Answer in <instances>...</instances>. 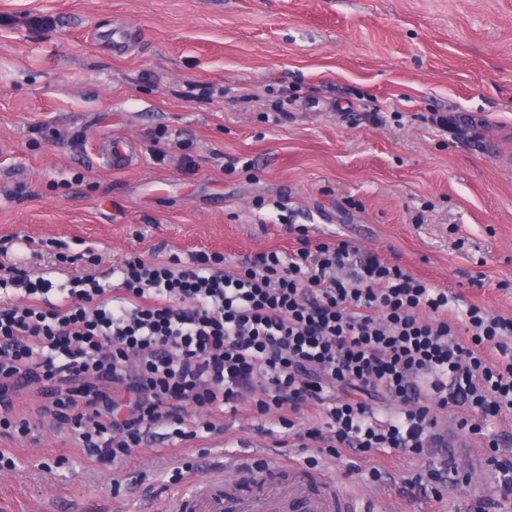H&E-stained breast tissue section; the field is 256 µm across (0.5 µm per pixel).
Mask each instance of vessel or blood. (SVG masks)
I'll return each instance as SVG.
<instances>
[{"mask_svg":"<svg viewBox=\"0 0 512 512\" xmlns=\"http://www.w3.org/2000/svg\"><path fill=\"white\" fill-rule=\"evenodd\" d=\"M287 473V480L266 478L229 495L222 481L202 479L188 494L174 499L169 512H279L286 498L302 512H378L374 500L330 488L308 466L293 464Z\"/></svg>","mask_w":512,"mask_h":512,"instance_id":"vessel-or-blood-1","label":"vessel or blood"}]
</instances>
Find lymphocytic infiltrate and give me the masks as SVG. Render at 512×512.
<instances>
[{"mask_svg": "<svg viewBox=\"0 0 512 512\" xmlns=\"http://www.w3.org/2000/svg\"><path fill=\"white\" fill-rule=\"evenodd\" d=\"M298 233L300 248L241 266L200 251L126 258L112 284L91 269L59 289L0 275L22 296L0 300V434L31 435L13 398L37 373L56 387L47 414L71 421L88 458L111 462L159 428L173 448L223 432L246 399L263 417L318 403L310 427L283 424L314 466L342 448L420 458L439 440V413L473 433L512 412L511 318L477 306L458 317L447 290L400 265ZM380 391L399 412L376 416L368 397Z\"/></svg>", "mask_w": 512, "mask_h": 512, "instance_id": "obj_1", "label": "lymphocytic infiltrate"}]
</instances>
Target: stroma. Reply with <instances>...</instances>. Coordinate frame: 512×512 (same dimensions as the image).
I'll use <instances>...</instances> for the list:
<instances>
[{"instance_id":"1","label":"stroma","mask_w":512,"mask_h":512,"mask_svg":"<svg viewBox=\"0 0 512 512\" xmlns=\"http://www.w3.org/2000/svg\"><path fill=\"white\" fill-rule=\"evenodd\" d=\"M189 82L213 96L185 98ZM435 112L486 124L465 140ZM125 138L133 161L104 164L98 147ZM292 224L512 318V0H0L1 262L56 283L63 254L102 275L172 250L238 265L298 248ZM50 389L33 378L15 401L37 441L0 437L17 464L0 512H164L187 490L159 435L122 463L87 459L43 418ZM439 419L430 459L457 466L441 500L403 484L418 462L398 453L345 449L318 469L382 512H470L494 490L489 440L512 456V416L476 435ZM258 422L244 400L188 448L198 477L239 488L304 460Z\"/></svg>"}]
</instances>
